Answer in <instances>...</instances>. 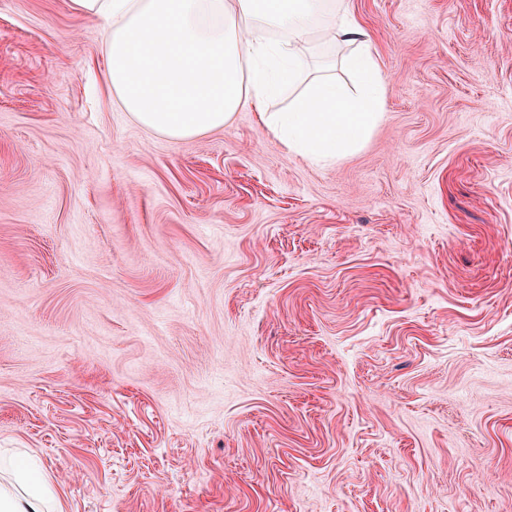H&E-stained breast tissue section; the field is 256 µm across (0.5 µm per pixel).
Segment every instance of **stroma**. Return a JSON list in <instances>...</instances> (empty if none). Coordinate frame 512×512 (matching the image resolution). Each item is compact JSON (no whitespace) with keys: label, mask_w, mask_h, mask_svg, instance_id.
Returning a JSON list of instances; mask_svg holds the SVG:
<instances>
[{"label":"stroma","mask_w":512,"mask_h":512,"mask_svg":"<svg viewBox=\"0 0 512 512\" xmlns=\"http://www.w3.org/2000/svg\"><path fill=\"white\" fill-rule=\"evenodd\" d=\"M350 2L386 113L319 168L142 128L100 25L0 0V449L68 512H512V0Z\"/></svg>","instance_id":"stroma-1"}]
</instances>
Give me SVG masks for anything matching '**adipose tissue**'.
<instances>
[{"instance_id": "obj_1", "label": "adipose tissue", "mask_w": 512, "mask_h": 512, "mask_svg": "<svg viewBox=\"0 0 512 512\" xmlns=\"http://www.w3.org/2000/svg\"><path fill=\"white\" fill-rule=\"evenodd\" d=\"M105 27L112 93L147 129L182 140L224 128L245 107L289 151L330 165L360 150L384 112L383 80L366 33L343 0H70ZM351 45L353 91L330 78L282 112L270 100L292 84L315 30ZM0 512H68L43 474L0 456Z\"/></svg>"}]
</instances>
